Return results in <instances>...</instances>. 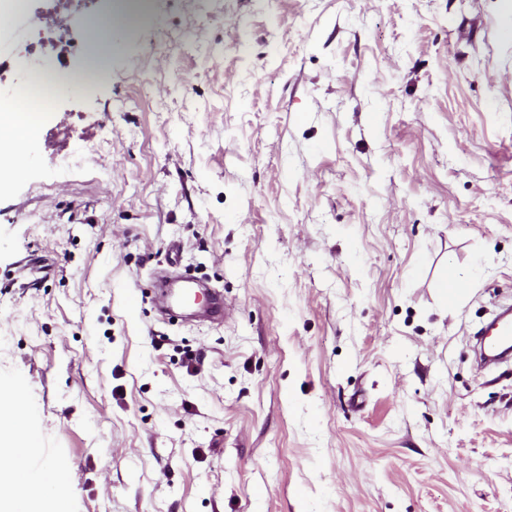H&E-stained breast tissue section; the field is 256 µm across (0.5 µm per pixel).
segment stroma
Listing matches in <instances>:
<instances>
[{
	"instance_id": "35a3bbf8",
	"label": "stroma",
	"mask_w": 512,
	"mask_h": 512,
	"mask_svg": "<svg viewBox=\"0 0 512 512\" xmlns=\"http://www.w3.org/2000/svg\"><path fill=\"white\" fill-rule=\"evenodd\" d=\"M53 16L70 52L15 20L0 90L23 55L97 86L0 174V399L66 463L58 512H512V360L474 352L512 301V6ZM183 272L221 322L160 311Z\"/></svg>"
}]
</instances>
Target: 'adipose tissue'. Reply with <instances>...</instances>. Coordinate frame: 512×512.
I'll list each match as a JSON object with an SVG mask.
<instances>
[{"label": "adipose tissue", "instance_id": "ef3b65f1", "mask_svg": "<svg viewBox=\"0 0 512 512\" xmlns=\"http://www.w3.org/2000/svg\"><path fill=\"white\" fill-rule=\"evenodd\" d=\"M48 118V113L18 106L0 113V172L11 167L15 145L34 142ZM40 451L38 435L18 421L10 404L0 401V512H48L51 498L62 488L63 472L35 469Z\"/></svg>", "mask_w": 512, "mask_h": 512}]
</instances>
